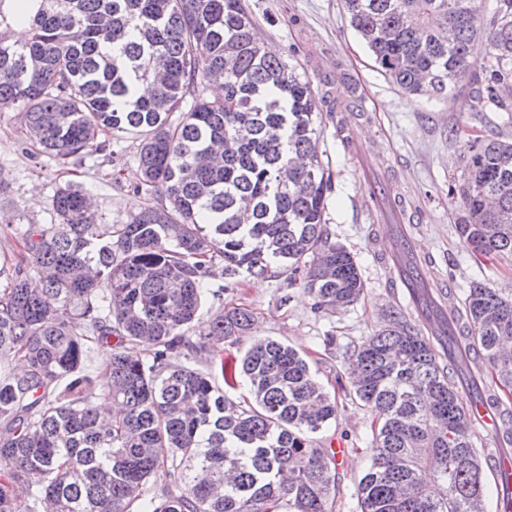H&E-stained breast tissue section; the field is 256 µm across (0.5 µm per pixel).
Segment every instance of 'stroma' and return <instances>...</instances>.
<instances>
[{"label":"stroma","mask_w":512,"mask_h":512,"mask_svg":"<svg viewBox=\"0 0 512 512\" xmlns=\"http://www.w3.org/2000/svg\"><path fill=\"white\" fill-rule=\"evenodd\" d=\"M268 46L297 65L319 91L324 123L320 134L323 159L332 172L327 197V230L333 241L350 251L365 291L345 311H317L301 285L282 277L245 280L238 288L207 297L192 322V341H208L217 311L233 306L252 310L251 335L269 337L307 356L312 373L334 392L335 423L316 434L318 447L342 443L347 455L336 469L335 512H359L356 487L370 464V442L377 425L370 411L340 391L347 378L348 357L355 346L381 328L392 308L391 288L369 245L372 234H385L372 223L363 202L365 175L357 157L369 155L374 170L388 173L398 195L416 210L414 248L432 256L433 284H450L464 298L473 283L512 289V262L474 260L459 242L455 228L458 202L448 197V182L462 171L464 139L512 136V115L483 108L468 99L469 82L448 94L430 98L407 95L378 70L373 57L351 27L343 0H247ZM352 136L342 140L337 122ZM139 137H114L109 151L84 158L73 172L62 170L45 153H32L23 139L17 112H0V177L8 183L0 194V264L16 254L17 236L29 224H55L54 196L67 182L83 185L102 223H126L132 212L155 206L153 193L134 194L141 180ZM335 337L327 345L326 337ZM247 342H224L220 350L190 359L191 367L223 386V368L237 365Z\"/></svg>","instance_id":"obj_1"}]
</instances>
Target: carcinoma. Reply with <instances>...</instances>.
<instances>
[{
	"instance_id": "1",
	"label": "carcinoma",
	"mask_w": 512,
	"mask_h": 512,
	"mask_svg": "<svg viewBox=\"0 0 512 512\" xmlns=\"http://www.w3.org/2000/svg\"><path fill=\"white\" fill-rule=\"evenodd\" d=\"M350 25L385 77L409 95L471 97L512 113V0L488 23L476 0H344ZM0 0V112L23 109L24 137L67 166L118 133L143 136L134 193L157 207L101 224L85 192L58 189L57 224H30L0 267V512H332L336 459L313 435L338 403L307 360L253 339L224 384L186 364L207 351L186 336L216 272L302 282L314 309L354 304L364 281L325 228L329 167L312 81L258 36L244 0H37L29 38L12 42ZM151 82L154 93L137 95ZM222 87L220 96L205 87ZM448 182L456 230L477 258H512V139L463 144ZM460 320L496 383L512 388V299L469 288ZM253 315L216 314L210 340L239 341ZM108 351L88 386L67 394L90 345ZM441 352L400 308L353 352L355 400L379 420L359 480L360 512H473L486 496L477 435ZM112 398L110 412L93 390ZM163 487L151 493L150 480Z\"/></svg>"
}]
</instances>
